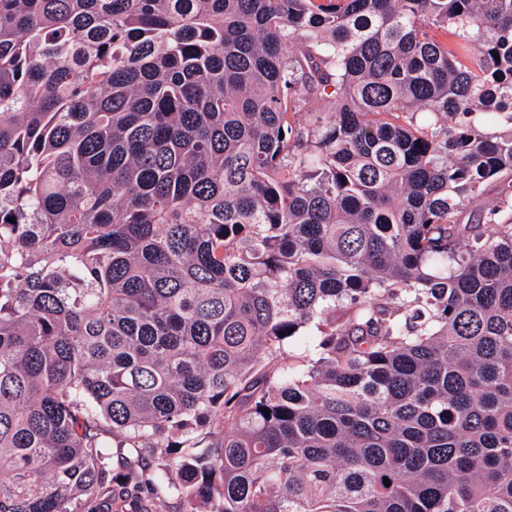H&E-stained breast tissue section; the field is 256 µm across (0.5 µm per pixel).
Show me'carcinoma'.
Returning a JSON list of instances; mask_svg holds the SVG:
<instances>
[{"mask_svg": "<svg viewBox=\"0 0 512 512\" xmlns=\"http://www.w3.org/2000/svg\"><path fill=\"white\" fill-rule=\"evenodd\" d=\"M0 512H512V0H0Z\"/></svg>", "mask_w": 512, "mask_h": 512, "instance_id": "cac0c4a2", "label": "carcinoma"}]
</instances>
